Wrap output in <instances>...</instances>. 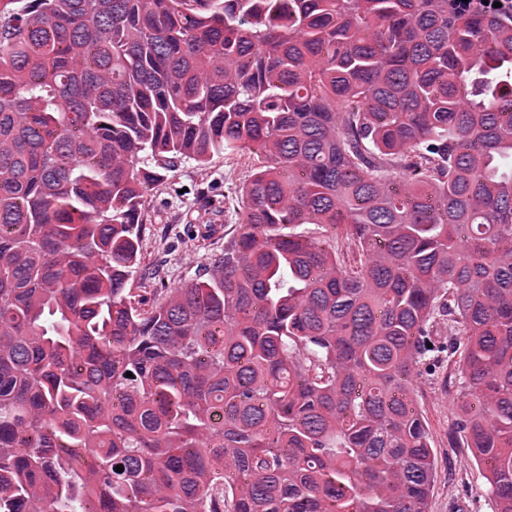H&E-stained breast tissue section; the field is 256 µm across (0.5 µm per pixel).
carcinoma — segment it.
I'll use <instances>...</instances> for the list:
<instances>
[{
  "mask_svg": "<svg viewBox=\"0 0 512 512\" xmlns=\"http://www.w3.org/2000/svg\"><path fill=\"white\" fill-rule=\"evenodd\" d=\"M221 153L238 233L145 310ZM506 157L512 0H0V512H428L429 364L512 512ZM244 156L214 155L204 169L181 161L149 194L144 208L142 268L131 280L144 307L158 298L155 288H176L202 273L211 254L224 251V230L237 224L242 187L250 173ZM184 187L187 192L178 193ZM236 211V212H235ZM206 237L208 251L186 247Z\"/></svg>",
  "mask_w": 512,
  "mask_h": 512,
  "instance_id": "carcinoma-1",
  "label": "carcinoma"
}]
</instances>
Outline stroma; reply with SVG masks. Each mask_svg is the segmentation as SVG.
<instances>
[{
	"label": "stroma",
	"mask_w": 512,
	"mask_h": 512,
	"mask_svg": "<svg viewBox=\"0 0 512 512\" xmlns=\"http://www.w3.org/2000/svg\"><path fill=\"white\" fill-rule=\"evenodd\" d=\"M249 173L248 159L235 156L215 155L202 169L181 161L150 192L144 208L142 270L131 281L144 306L157 300L158 289L181 286L203 272L210 256L223 250L224 232L237 222ZM417 400L436 454L429 512H492L483 468L452 433L460 414L456 386L420 375Z\"/></svg>",
	"instance_id": "stroma-1"
}]
</instances>
